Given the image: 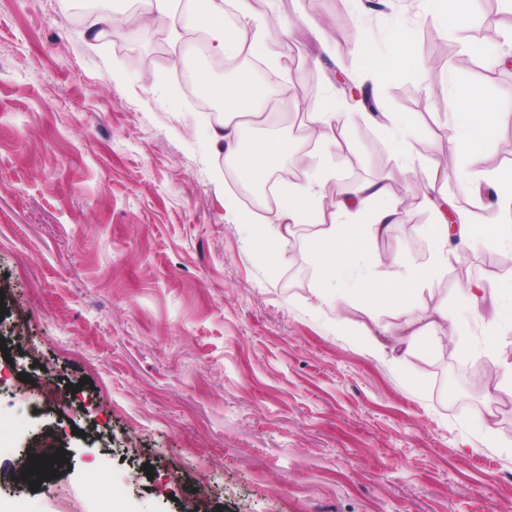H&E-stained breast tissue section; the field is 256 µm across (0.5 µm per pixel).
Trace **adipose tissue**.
<instances>
[{
    "label": "adipose tissue",
    "instance_id": "ef3b65f1",
    "mask_svg": "<svg viewBox=\"0 0 512 512\" xmlns=\"http://www.w3.org/2000/svg\"><path fill=\"white\" fill-rule=\"evenodd\" d=\"M237 4L240 26L235 29L224 23L225 0H204L201 21L209 32L212 54L237 55L239 29L254 21L248 0H237ZM197 82L203 93L219 98L227 94L235 102V112L225 113L223 121L210 126L208 136L215 148H227L228 160L256 191H263L273 158L289 154L291 142L277 137L249 141L240 136L234 122L236 113L255 117L260 114L254 105L259 95L254 85L238 83L227 89L212 83L203 73L198 75ZM448 110L451 115L464 118L463 129L452 144L453 151L467 153L472 160H479L482 145L495 131V104L481 99L474 90L455 87L448 93ZM330 174L325 163H317L313 175L305 183L289 185L279 206L263 224H254L252 215L244 211H236L235 216L240 223L254 225V240L262 253L282 250L289 241L293 225H318L319 231L313 240L315 262L320 276L337 285L338 296H363L374 301L375 306L379 303L406 304L414 294V284L430 277V269L386 273L382 270L383 259L372 255L368 249L376 236L395 229L391 221L394 210L389 203V186L376 182L347 188L338 194L334 210L328 215L317 199ZM420 203L436 213L435 233L441 244L453 241L464 247L471 245L478 235L488 241L512 242V225L495 223L490 216L482 217L478 222L467 219L455 226L449 224L448 200L437 196L435 184H428ZM359 266L367 268L365 277L354 276L353 271ZM375 306L368 311L373 320L378 317Z\"/></svg>",
    "mask_w": 512,
    "mask_h": 512
}]
</instances>
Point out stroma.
Here are the masks:
<instances>
[{
	"label": "stroma",
	"instance_id": "stroma-1",
	"mask_svg": "<svg viewBox=\"0 0 512 512\" xmlns=\"http://www.w3.org/2000/svg\"><path fill=\"white\" fill-rule=\"evenodd\" d=\"M127 0H0V502L23 512H512V389L460 367L512 349L488 294L512 280L506 252L479 243L441 261L417 201L430 174L454 212L478 216L475 169H512V20L469 0L465 24L441 30L450 0H260L269 41L288 46L274 78L248 62L224 72L200 58V0H179L175 26L136 16L138 40L111 27ZM415 66L389 79L367 66L400 27ZM254 80L266 98L250 139L305 142L313 106L345 97L346 73L377 97L347 102L348 141L314 140L335 172L328 197L390 183L398 230L372 253L432 276L409 309L330 298L312 255L316 227L261 256L225 156L202 130L181 75ZM498 108L479 164L453 152L448 90ZM293 89V109L277 99ZM408 147L412 160L400 156ZM447 307L455 336L400 361L384 333ZM77 385L60 408L48 391ZM63 449L58 475L30 490L34 451ZM152 466L145 475L144 466Z\"/></svg>",
	"mask_w": 512,
	"mask_h": 512
}]
</instances>
